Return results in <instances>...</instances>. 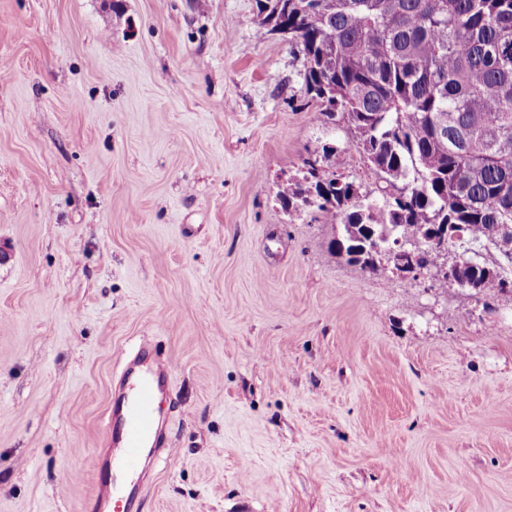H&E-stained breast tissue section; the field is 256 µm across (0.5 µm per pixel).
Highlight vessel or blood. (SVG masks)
<instances>
[{
    "label": "vessel or blood",
    "instance_id": "obj_1",
    "mask_svg": "<svg viewBox=\"0 0 512 512\" xmlns=\"http://www.w3.org/2000/svg\"><path fill=\"white\" fill-rule=\"evenodd\" d=\"M170 374L169 363L153 355L147 339L125 360L105 424L112 454L88 461L100 480L95 512H134L142 475L163 443L160 398Z\"/></svg>",
    "mask_w": 512,
    "mask_h": 512
}]
</instances>
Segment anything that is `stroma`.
Returning <instances> with one entry per match:
<instances>
[{
  "mask_svg": "<svg viewBox=\"0 0 512 512\" xmlns=\"http://www.w3.org/2000/svg\"><path fill=\"white\" fill-rule=\"evenodd\" d=\"M256 0H0V512H92L120 354L171 366L139 512H512V294L369 272L277 193L374 174Z\"/></svg>",
  "mask_w": 512,
  "mask_h": 512,
  "instance_id": "obj_1",
  "label": "stroma"
}]
</instances>
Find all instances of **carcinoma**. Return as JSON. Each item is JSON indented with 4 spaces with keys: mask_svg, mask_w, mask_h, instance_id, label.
<instances>
[{
    "mask_svg": "<svg viewBox=\"0 0 512 512\" xmlns=\"http://www.w3.org/2000/svg\"><path fill=\"white\" fill-rule=\"evenodd\" d=\"M255 22L304 55L308 94L328 118L347 117L378 182L365 193L341 177H310L279 191L286 209L309 205L328 224L354 229L332 242L351 264L374 270L366 231L398 228L410 248L434 252L430 228L448 239L512 254V0H256ZM400 188L403 204L376 193ZM466 289L494 287L483 268Z\"/></svg>",
    "mask_w": 512,
    "mask_h": 512,
    "instance_id": "1",
    "label": "carcinoma"
}]
</instances>
